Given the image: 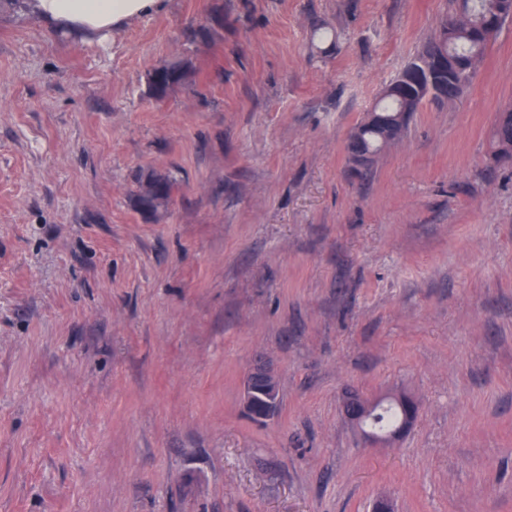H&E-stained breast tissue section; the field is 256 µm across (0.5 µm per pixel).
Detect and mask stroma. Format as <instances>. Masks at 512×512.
<instances>
[{"label": "stroma", "instance_id": "35a3bbf8", "mask_svg": "<svg viewBox=\"0 0 512 512\" xmlns=\"http://www.w3.org/2000/svg\"><path fill=\"white\" fill-rule=\"evenodd\" d=\"M450 7L163 0L85 42L0 0V512H512V22L457 99L348 150ZM392 391L417 422L368 447L341 403ZM156 73L157 71H153L149 74V87L152 91V95L156 99L161 100L165 98L168 90L172 86L182 80V74L175 68L165 69V72L159 77H156ZM499 118L497 116L493 127L494 151L499 147L504 138L512 139V109L503 111ZM493 151V152H494ZM497 160L512 161V141L500 145L498 152L494 154ZM264 404L260 420H270L278 412L280 403V383L277 372L263 362H257L250 370L244 391V407L251 414L258 400Z\"/></svg>", "mask_w": 512, "mask_h": 512}]
</instances>
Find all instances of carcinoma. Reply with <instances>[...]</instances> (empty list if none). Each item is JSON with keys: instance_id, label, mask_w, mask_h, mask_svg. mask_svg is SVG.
<instances>
[{"instance_id": "obj_1", "label": "carcinoma", "mask_w": 512, "mask_h": 512, "mask_svg": "<svg viewBox=\"0 0 512 512\" xmlns=\"http://www.w3.org/2000/svg\"><path fill=\"white\" fill-rule=\"evenodd\" d=\"M452 12L442 19L441 24L448 29H437L421 47L416 56L408 62L405 69L409 70L419 62H427L439 56L464 57L469 61L470 70H461L455 85L444 97L430 95L426 91L413 90V94L402 95L389 86L385 95L373 105L383 125L399 126V135L388 141L383 139L382 125L362 120L355 128L354 139L357 147L374 155L384 146L398 142L404 137L412 113L418 111L422 104L428 102L445 103L455 100L471 82L476 69L484 60L488 46L493 39L489 34L490 21L512 11V0H453ZM182 80L179 70L172 68L158 76L156 72L149 74V87L152 95L161 100L168 90ZM512 138V109L504 111L495 120L493 127L494 147H499L505 138ZM402 413L395 405L386 404L379 412L378 426L396 427L401 421Z\"/></svg>"}]
</instances>
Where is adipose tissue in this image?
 <instances>
[{"label": "adipose tissue", "instance_id": "ef3b65f1", "mask_svg": "<svg viewBox=\"0 0 512 512\" xmlns=\"http://www.w3.org/2000/svg\"><path fill=\"white\" fill-rule=\"evenodd\" d=\"M161 0H23L21 9L49 32L82 41L106 39L133 19L156 12Z\"/></svg>", "mask_w": 512, "mask_h": 512}]
</instances>
